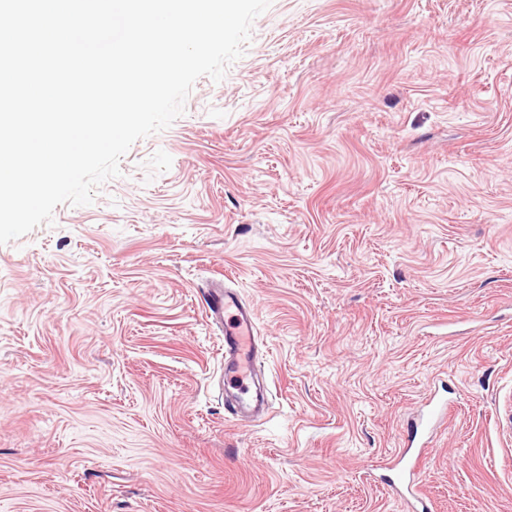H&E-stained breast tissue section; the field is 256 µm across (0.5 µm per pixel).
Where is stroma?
Here are the masks:
<instances>
[{
    "instance_id": "1",
    "label": "stroma",
    "mask_w": 512,
    "mask_h": 512,
    "mask_svg": "<svg viewBox=\"0 0 512 512\" xmlns=\"http://www.w3.org/2000/svg\"><path fill=\"white\" fill-rule=\"evenodd\" d=\"M222 276L270 410L225 419ZM512 512V0H272L91 204L0 245V512ZM408 447L386 460V469L391 473L385 476L386 481L402 511L428 512L429 500L420 479V463L428 446L423 436L418 440L415 436Z\"/></svg>"
}]
</instances>
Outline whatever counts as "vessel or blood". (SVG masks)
<instances>
[{
    "mask_svg": "<svg viewBox=\"0 0 512 512\" xmlns=\"http://www.w3.org/2000/svg\"><path fill=\"white\" fill-rule=\"evenodd\" d=\"M204 308L213 322L224 327V377L235 404L231 415L252 417L269 404L268 391L258 381L254 311L241 302L223 281L211 280L203 291ZM425 440H412L407 449L387 459V478L402 512H429V500L420 479Z\"/></svg>",
    "mask_w": 512,
    "mask_h": 512,
    "instance_id": "vessel-or-blood-1",
    "label": "vessel or blood"
}]
</instances>
